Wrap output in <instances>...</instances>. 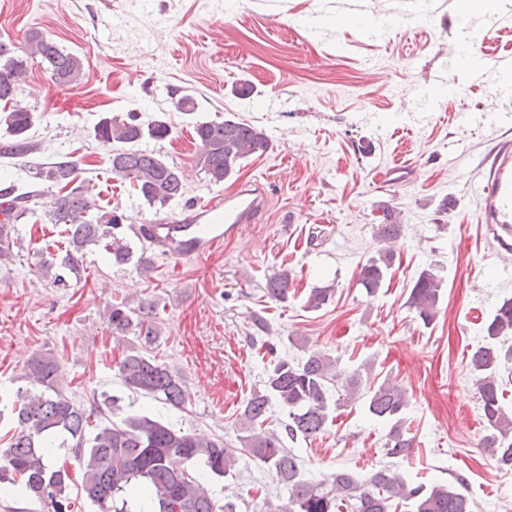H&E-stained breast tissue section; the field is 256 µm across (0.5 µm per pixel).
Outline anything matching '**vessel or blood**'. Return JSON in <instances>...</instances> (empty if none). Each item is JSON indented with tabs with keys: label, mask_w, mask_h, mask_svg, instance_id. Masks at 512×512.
<instances>
[{
	"label": "vessel or blood",
	"mask_w": 512,
	"mask_h": 512,
	"mask_svg": "<svg viewBox=\"0 0 512 512\" xmlns=\"http://www.w3.org/2000/svg\"><path fill=\"white\" fill-rule=\"evenodd\" d=\"M480 223L489 225L500 249L512 252V149L500 147L485 168L478 188ZM267 196L257 186L244 184L225 197L193 205L182 221L186 224H220L225 235H233L244 224L256 223L265 209Z\"/></svg>",
	"instance_id": "vessel-or-blood-1"
}]
</instances>
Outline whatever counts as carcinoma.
Segmentation results:
<instances>
[{"label":"carcinoma","mask_w":512,"mask_h":512,"mask_svg":"<svg viewBox=\"0 0 512 512\" xmlns=\"http://www.w3.org/2000/svg\"><path fill=\"white\" fill-rule=\"evenodd\" d=\"M41 57L51 80L72 85L82 75L79 55L60 48L37 30H31L24 44L0 39V125L13 137L10 153L26 156L31 145L27 133L34 124L33 112L8 107L27 72V58ZM94 135L113 144L108 171L129 182L148 205L164 206L181 198L185 182L179 168L166 163L140 144L148 139L162 141L172 134L170 124L154 119L145 124L128 113L104 115L94 124ZM198 144L197 165L217 185L228 178L241 161L264 152L266 134L232 119L198 122L194 126ZM76 161H61L37 172L60 186L62 194L53 198L46 210L52 224L65 225L68 249L61 268L41 267V275L57 288L69 287L68 274L77 273L76 254L94 245L110 256L112 265L122 267L132 261L133 249L123 232V216L116 210L93 212L88 194L90 184L79 180ZM36 191L19 192L12 182L0 188V263L12 256L14 223L35 214L27 203L38 204ZM183 229L172 224H151L137 237L155 244L169 243V249L184 255L191 243L182 239ZM394 253L382 249L378 256L361 265L358 282L367 295H375L391 269ZM291 274L283 270L266 284L267 296L278 302L288 300ZM330 287L310 290L305 307L316 311L333 296ZM441 297V281L430 270L420 273L406 304L423 324L434 321ZM107 325L118 340L134 335L137 343L125 347L117 363L122 385L132 393L149 396L183 410L189 393L183 377L148 354L158 339V312L149 299L131 308L114 302L106 310ZM485 343L471 355L470 371L480 394L482 417L490 434L485 447L501 466H512V419L503 411L498 375L501 362L512 359V347L501 340L512 335V299L497 308L484 329ZM61 365L56 357L35 353L28 360L25 377L38 393L19 392L13 401L15 427L0 451V495L20 494L39 505L42 512H75V500L68 493V464L78 466L81 490L100 512H235V505L218 504L210 479L229 474L234 449L217 436L206 439L176 429L146 415L133 414L116 423L105 409L114 407L113 398L89 406L73 402L59 388ZM336 365L323 356L311 355L303 363L276 362L267 373L265 388L247 399L239 414L241 447L268 467L288 490L287 503L269 512H391L406 505V512H473L474 503L457 488L425 482H407L396 470L383 468L365 481L348 472L336 474L331 486L303 478L299 458L286 442L310 439L323 432L331 407H340L360 396V374L349 375L331 394L329 384L339 381ZM368 413L390 423L385 443L386 455L402 460L414 447L404 411V390L390 380L366 389ZM286 410L281 429H270L271 400ZM69 449L61 463L55 447Z\"/></svg>","instance_id":"cac0c4a2"}]
</instances>
